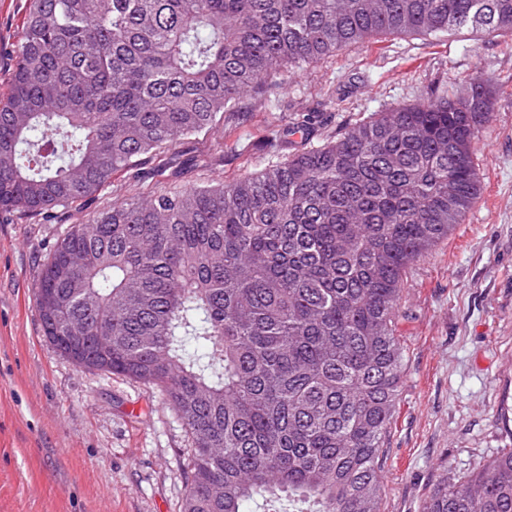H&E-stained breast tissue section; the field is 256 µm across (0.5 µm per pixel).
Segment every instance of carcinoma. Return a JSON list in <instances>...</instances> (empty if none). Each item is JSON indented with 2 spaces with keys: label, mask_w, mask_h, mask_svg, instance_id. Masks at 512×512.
Wrapping results in <instances>:
<instances>
[{
  "label": "carcinoma",
  "mask_w": 512,
  "mask_h": 512,
  "mask_svg": "<svg viewBox=\"0 0 512 512\" xmlns=\"http://www.w3.org/2000/svg\"><path fill=\"white\" fill-rule=\"evenodd\" d=\"M512 32V0H29L0 91V216L68 211L268 79L380 34ZM497 92L374 112L231 183L112 203L69 225L38 293L58 352L151 382L191 439L182 512H382L380 448L407 270L481 195ZM84 328L79 343L69 340ZM423 512H512V449L443 472Z\"/></svg>",
  "instance_id": "carcinoma-1"
}]
</instances>
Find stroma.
I'll return each mask as SVG.
<instances>
[{"instance_id":"obj_1","label":"stroma","mask_w":512,"mask_h":512,"mask_svg":"<svg viewBox=\"0 0 512 512\" xmlns=\"http://www.w3.org/2000/svg\"><path fill=\"white\" fill-rule=\"evenodd\" d=\"M28 0H0V76L16 62ZM477 75L497 88L476 145L482 193L407 272L397 334L402 383L382 442L383 512H422L440 472L457 476L512 448V35H380L266 81L175 150L183 173L125 170L69 220L0 223V512H181L191 446L161 389L60 355L35 312L41 265L69 224L112 202L229 182L289 151L277 126L312 119L336 136L379 109Z\"/></svg>"}]
</instances>
